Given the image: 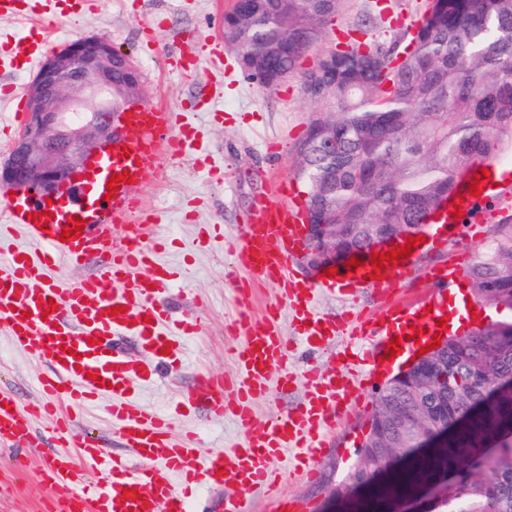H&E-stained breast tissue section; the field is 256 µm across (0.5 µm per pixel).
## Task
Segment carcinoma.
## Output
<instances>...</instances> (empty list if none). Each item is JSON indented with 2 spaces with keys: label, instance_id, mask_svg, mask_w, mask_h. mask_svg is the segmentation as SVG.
I'll use <instances>...</instances> for the list:
<instances>
[{
  "label": "carcinoma",
  "instance_id": "carcinoma-1",
  "mask_svg": "<svg viewBox=\"0 0 512 512\" xmlns=\"http://www.w3.org/2000/svg\"><path fill=\"white\" fill-rule=\"evenodd\" d=\"M343 0H240L224 14V41L240 70L265 86L293 75ZM303 94L336 135V155L307 132L297 179L308 223L327 213L346 251L374 231L424 224L471 168L497 164L512 146V0H427L407 48L359 44L334 50ZM474 302L512 310V217L474 251ZM359 445L362 463L336 495L372 485L438 436L453 486L437 512H512V321H488L452 336L434 369L388 380Z\"/></svg>",
  "mask_w": 512,
  "mask_h": 512
}]
</instances>
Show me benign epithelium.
Wrapping results in <instances>:
<instances>
[{
	"instance_id": "obj_1",
	"label": "benign epithelium",
	"mask_w": 512,
	"mask_h": 512,
	"mask_svg": "<svg viewBox=\"0 0 512 512\" xmlns=\"http://www.w3.org/2000/svg\"><path fill=\"white\" fill-rule=\"evenodd\" d=\"M141 91L137 68L116 77L113 47L103 37L79 38L48 53L28 87L27 124L0 164V190L27 191L33 200L55 197L88 159L123 134L117 98L138 99ZM89 100L94 101L91 108L86 107ZM425 228L418 224L364 250L338 255L336 225L308 224L314 245L306 250V266L319 275L341 262L371 261L376 253L385 255L424 235ZM441 486H448L447 477L421 483L408 495L376 498L371 488L363 487L362 512H417Z\"/></svg>"
}]
</instances>
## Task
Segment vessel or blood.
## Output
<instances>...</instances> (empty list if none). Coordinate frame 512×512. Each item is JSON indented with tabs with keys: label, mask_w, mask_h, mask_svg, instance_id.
Wrapping results in <instances>:
<instances>
[{
	"label": "vessel or blood",
	"mask_w": 512,
	"mask_h": 512,
	"mask_svg": "<svg viewBox=\"0 0 512 512\" xmlns=\"http://www.w3.org/2000/svg\"><path fill=\"white\" fill-rule=\"evenodd\" d=\"M68 17L66 0H0V15L24 13ZM127 134L103 149L81 172V195L63 187L52 203H35L27 196L0 193L6 205V221L0 225V246L5 238L23 231L31 251L10 253L0 266V327L30 357L47 361L51 370L40 377L44 402H22L12 391L0 390V445L27 447L31 424L49 418L53 453L41 482L50 489L48 512H191L201 490L231 486L237 493L224 501V512H249L248 491L263 488L273 496L274 512H305L297 501L278 495L279 483L288 475L311 476L323 452L324 432L332 422L337 404L347 393L341 373L314 365L303 376L288 369L292 342L284 336L277 308H268L262 323H242V340L234 349L238 374L235 396H224L223 377L203 382L207 414L213 418L233 414L244 429L236 448L201 453L197 439L177 442L169 415L135 408L128 391L141 373V364L115 344L118 336H137L155 363H169L165 346L195 329L192 319L172 320L160 301L163 291L179 278V270L159 263L163 240L155 237L150 220L134 194L165 154H179L196 139L181 122L179 113L141 102L127 104L122 112ZM130 181L118 182L115 192L107 185L120 172ZM512 178V171L491 167L484 177L468 175L469 184L482 192L466 196L460 216L449 217V226L477 244L483 238L475 210H486L492 186ZM83 222L72 231L73 218ZM307 214L290 200L286 185L261 201L245 226L240 255L247 275L237 290L240 305H248L258 282L278 286L298 325L301 336L312 344L335 350L352 349L379 339L367 375L390 367L383 350L389 327L402 319L396 282L375 280L369 265L344 264L321 283L297 276L292 258L304 251L302 226ZM122 224L126 233L113 240L112 227ZM70 239H63V232ZM98 260L94 274L68 282L57 281L51 270L58 261L80 266ZM461 274L458 264L447 272L434 273L442 291L431 307L421 310L426 335H433L446 304L444 289L452 288ZM340 289L350 295L372 288L379 305L370 315L343 316L332 321L314 317L309 307L318 287ZM55 310H48V303ZM304 380L306 398L297 408L276 412L257 421L253 405L270 391L286 393ZM112 403L107 410L113 429L127 451L110 452L97 439L79 430L80 409L103 396Z\"/></svg>",
	"instance_id": "b4317fda"
}]
</instances>
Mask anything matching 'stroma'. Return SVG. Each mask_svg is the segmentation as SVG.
Returning a JSON list of instances; mask_svg holds the SVG:
<instances>
[{
    "label": "stroma",
    "mask_w": 512,
    "mask_h": 512,
    "mask_svg": "<svg viewBox=\"0 0 512 512\" xmlns=\"http://www.w3.org/2000/svg\"><path fill=\"white\" fill-rule=\"evenodd\" d=\"M230 5L231 0H92L65 20L0 15V41L10 48L0 65V84L13 87L12 94H0V126L13 124V98L27 92L36 74L22 61L28 42L46 34L56 48L99 35L133 57L142 74L145 102L169 106L197 132L193 146L182 156L162 157L135 194L142 210L173 234L160 254L161 262L184 274L182 283L162 293L161 299L174 318H198L199 327L181 338L180 354L162 367L154 366L138 337H126L125 342L131 357L145 366L132 385L131 399L142 408L180 406L175 437L201 429L200 448L205 454L235 447L244 431L233 415L206 416L202 375L211 372L232 378L234 348L241 338L235 319L262 321L266 308L282 301L276 285L261 283L253 289L249 309L240 310L233 280L242 274L238 256L243 216L270 194L276 182L294 178L296 147L317 108L303 95V73L337 42L400 39L420 20L426 0H345L322 39L303 58L298 74L272 88L249 80L232 48L225 47L223 66L210 63L208 49L223 45L224 12ZM175 56L182 58V69L169 66V58ZM210 224L223 225V238L198 245L200 228ZM471 249L464 238L454 237L443 248L429 245L412 255L400 280L399 301L412 307L427 301L434 294L431 272ZM375 306L369 290L353 304L340 294L320 290L313 312L337 319L349 311L369 313ZM48 370L47 364L13 346L0 329V388L37 401L36 380ZM343 373L353 381L355 391L328 429L316 474L286 478L281 486L283 496L301 501L308 512H323L334 487L356 460L377 391L385 381L381 374L359 380L354 365L345 366ZM188 397L195 399V406L185 405ZM33 434L38 446L28 451L24 472L12 466L15 450L0 449V512H44L46 508L49 491L40 482L52 452L46 421H36Z\"/></svg>",
    "instance_id": "35a3bbf8"
}]
</instances>
